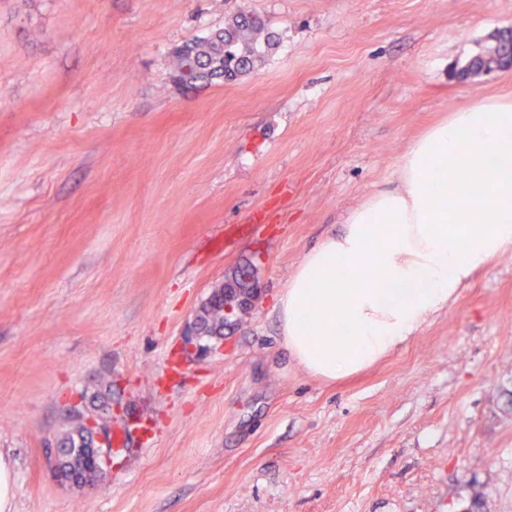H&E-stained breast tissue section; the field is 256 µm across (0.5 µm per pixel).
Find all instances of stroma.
Returning <instances> with one entry per match:
<instances>
[{"label": "stroma", "instance_id": "1", "mask_svg": "<svg viewBox=\"0 0 512 512\" xmlns=\"http://www.w3.org/2000/svg\"><path fill=\"white\" fill-rule=\"evenodd\" d=\"M242 10L276 48L177 85L173 49ZM505 29L512 0H0L10 512H512V253L341 382L296 367L278 305L431 124L512 97V70L460 75ZM248 260L249 314L185 350ZM107 386L113 429H149L70 488L49 443Z\"/></svg>", "mask_w": 512, "mask_h": 512}]
</instances>
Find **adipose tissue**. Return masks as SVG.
<instances>
[{
    "label": "adipose tissue",
    "instance_id": "1",
    "mask_svg": "<svg viewBox=\"0 0 512 512\" xmlns=\"http://www.w3.org/2000/svg\"><path fill=\"white\" fill-rule=\"evenodd\" d=\"M399 168L397 186L353 206L279 298L282 343L310 376L331 383L374 366L512 252V99L449 114Z\"/></svg>",
    "mask_w": 512,
    "mask_h": 512
}]
</instances>
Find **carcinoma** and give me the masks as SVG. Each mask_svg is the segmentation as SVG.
Instances as JSON below:
<instances>
[{
	"mask_svg": "<svg viewBox=\"0 0 512 512\" xmlns=\"http://www.w3.org/2000/svg\"><path fill=\"white\" fill-rule=\"evenodd\" d=\"M276 40L268 25L256 14L241 11L224 24V28L185 42L173 51L171 68L176 83L195 87L214 81L232 80L253 69L255 62L273 49ZM237 291L204 308L200 319L207 334L218 335L224 330V305L237 303L251 292L247 283L235 279ZM57 458L66 473L87 477L79 466L94 453L93 439L87 429L77 425L57 440Z\"/></svg>",
	"mask_w": 512,
	"mask_h": 512,
	"instance_id": "carcinoma-1",
	"label": "carcinoma"
}]
</instances>
